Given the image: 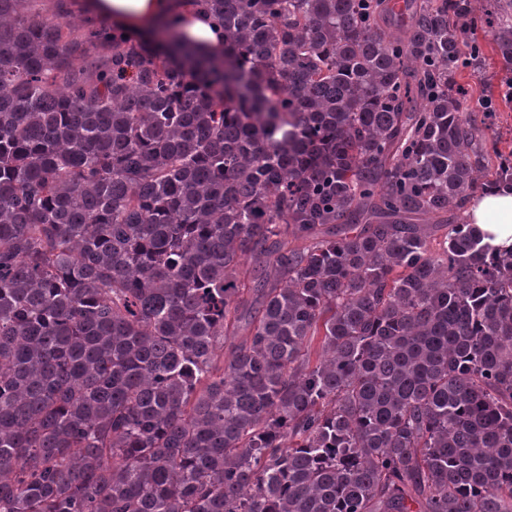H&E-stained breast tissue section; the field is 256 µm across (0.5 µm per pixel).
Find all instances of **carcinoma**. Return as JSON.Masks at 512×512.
Segmentation results:
<instances>
[{"label":"carcinoma","instance_id":"cac0c4a2","mask_svg":"<svg viewBox=\"0 0 512 512\" xmlns=\"http://www.w3.org/2000/svg\"><path fill=\"white\" fill-rule=\"evenodd\" d=\"M195 2L0 0V512H512V0ZM82 8L91 22L108 20L146 38H151L168 18L179 15L184 19L183 32L190 44L208 53L224 51L222 34L214 30L201 9L185 0H83ZM498 71L496 58L492 55L491 52L488 53V58L486 60V66L483 72V75L474 74L470 71H465L463 73V79L461 82L470 84L475 92L476 99L480 94L481 90H491L494 89L496 92L497 78H494L495 72ZM467 220L489 235L492 245H512V189L499 188L473 195Z\"/></svg>","mask_w":512,"mask_h":512}]
</instances>
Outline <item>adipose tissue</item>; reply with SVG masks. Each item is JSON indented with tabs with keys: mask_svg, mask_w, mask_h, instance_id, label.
Listing matches in <instances>:
<instances>
[{
	"mask_svg": "<svg viewBox=\"0 0 512 512\" xmlns=\"http://www.w3.org/2000/svg\"><path fill=\"white\" fill-rule=\"evenodd\" d=\"M89 20H106L116 26L152 37L171 16L184 20L186 40L209 53H221L224 38L206 14L190 0H83ZM467 220L488 234L492 245H512V189L499 188L474 194Z\"/></svg>",
	"mask_w": 512,
	"mask_h": 512,
	"instance_id": "1",
	"label": "adipose tissue"
}]
</instances>
